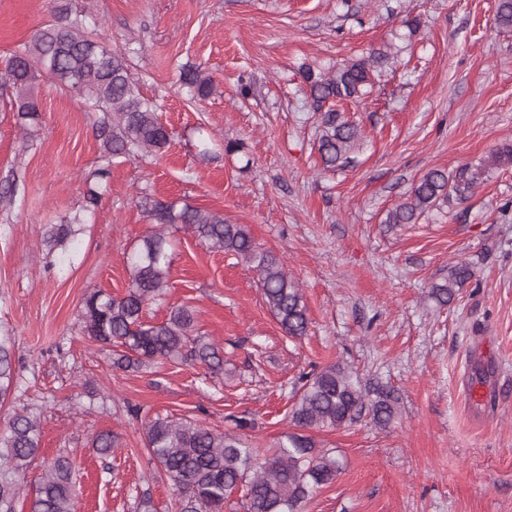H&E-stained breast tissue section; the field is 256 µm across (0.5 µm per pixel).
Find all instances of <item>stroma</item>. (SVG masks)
Here are the masks:
<instances>
[{
  "label": "stroma",
  "instance_id": "35a3bbf8",
  "mask_svg": "<svg viewBox=\"0 0 512 512\" xmlns=\"http://www.w3.org/2000/svg\"><path fill=\"white\" fill-rule=\"evenodd\" d=\"M69 3L103 21L172 142L162 159L109 164L84 94L40 78V125L26 141L0 95V187L18 186L0 198V335L13 340L19 376L0 431L23 407L41 409L40 455L75 460L77 512H134L143 491L153 512H171L175 488L150 463L130 409L219 430L246 414L267 450L290 429L298 377L339 363L394 389L399 413L386 428L365 418L316 432L343 466L303 512H512V163L492 161L512 145V30L496 26L495 0ZM56 4L0 0V62L52 21ZM374 51L383 58L372 91L345 107L364 138L350 166L324 170L298 69ZM186 63L212 79L207 99L182 89ZM204 130L214 137L207 155ZM228 140L241 151L225 153ZM464 166L482 172L470 197L414 224L386 223L425 172ZM144 188L246 225L299 284L308 336L285 335L253 268L174 228L167 300L146 317L191 307L205 339L223 344L224 370L114 368L79 314L95 290L126 292L125 254L151 227L135 203ZM92 189L100 199L89 213ZM80 214L77 250L48 261L47 226ZM459 259L474 276L439 305L431 289ZM474 383L487 389L476 409ZM108 431L118 446L104 458L92 442Z\"/></svg>",
  "mask_w": 512,
  "mask_h": 512
}]
</instances>
